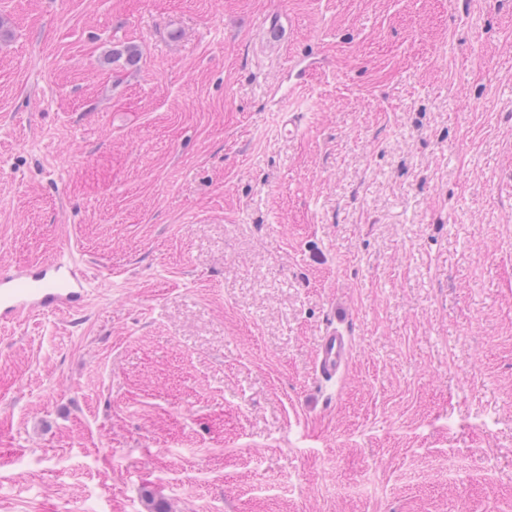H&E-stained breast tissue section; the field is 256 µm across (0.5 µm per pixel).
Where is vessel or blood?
<instances>
[{"label":"vessel or blood","instance_id":"1","mask_svg":"<svg viewBox=\"0 0 512 512\" xmlns=\"http://www.w3.org/2000/svg\"><path fill=\"white\" fill-rule=\"evenodd\" d=\"M88 281L69 254L35 266L0 271V323L21 314L80 307L88 295ZM350 352L347 336L327 330L319 343L316 370L326 380L346 365Z\"/></svg>","mask_w":512,"mask_h":512}]
</instances>
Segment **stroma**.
<instances>
[{
	"instance_id": "stroma-1",
	"label": "stroma",
	"mask_w": 512,
	"mask_h": 512,
	"mask_svg": "<svg viewBox=\"0 0 512 512\" xmlns=\"http://www.w3.org/2000/svg\"><path fill=\"white\" fill-rule=\"evenodd\" d=\"M63 249L0 512H512V0H0V270ZM349 352L348 337L335 328L327 330L319 343L316 371L323 379H332L345 367Z\"/></svg>"
}]
</instances>
